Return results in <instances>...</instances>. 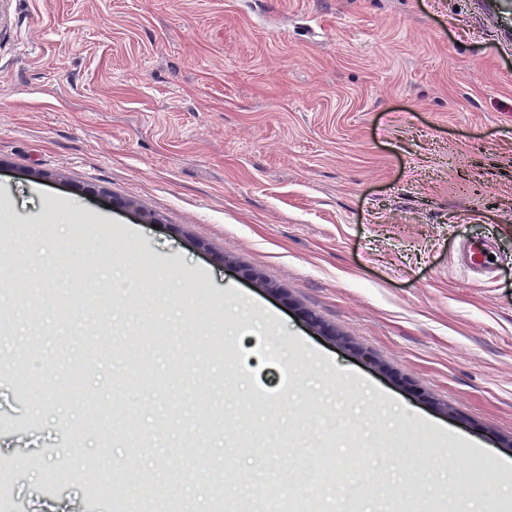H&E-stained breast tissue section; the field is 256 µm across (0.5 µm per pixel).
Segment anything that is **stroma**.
Listing matches in <instances>:
<instances>
[{
	"mask_svg": "<svg viewBox=\"0 0 512 512\" xmlns=\"http://www.w3.org/2000/svg\"><path fill=\"white\" fill-rule=\"evenodd\" d=\"M500 8L0 0V359L40 355L33 394L0 376V512H117L93 473L156 512L187 469L167 512L512 499ZM487 243H470L464 248V259L461 262L462 268L466 272L485 273L488 268H493V261L489 260Z\"/></svg>",
	"mask_w": 512,
	"mask_h": 512,
	"instance_id": "35a3bbf8",
	"label": "stroma"
}]
</instances>
